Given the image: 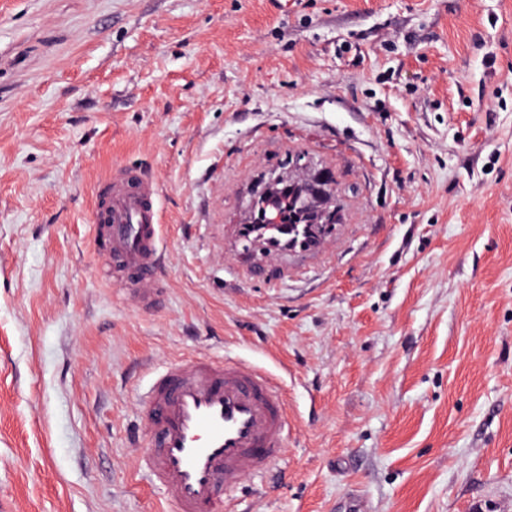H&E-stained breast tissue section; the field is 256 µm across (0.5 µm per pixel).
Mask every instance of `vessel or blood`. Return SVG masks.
<instances>
[{"instance_id":"b4317fda","label":"vessel or blood","mask_w":512,"mask_h":512,"mask_svg":"<svg viewBox=\"0 0 512 512\" xmlns=\"http://www.w3.org/2000/svg\"><path fill=\"white\" fill-rule=\"evenodd\" d=\"M95 240L132 304L155 308L163 249L156 185L127 171L96 192ZM142 463L169 491L174 512H225L229 493L286 452L284 393L269 373L240 361L182 358L143 398Z\"/></svg>"}]
</instances>
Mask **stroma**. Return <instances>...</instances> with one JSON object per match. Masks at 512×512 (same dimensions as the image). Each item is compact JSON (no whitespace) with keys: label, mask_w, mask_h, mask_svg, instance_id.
I'll return each instance as SVG.
<instances>
[{"label":"stroma","mask_w":512,"mask_h":512,"mask_svg":"<svg viewBox=\"0 0 512 512\" xmlns=\"http://www.w3.org/2000/svg\"><path fill=\"white\" fill-rule=\"evenodd\" d=\"M275 168L336 222L253 273ZM122 169L147 313L92 247ZM184 356L284 391L232 512H512V0H0V512H173L140 395ZM95 240L114 275L129 288L132 304L153 309L165 288L157 277L163 249L156 185L125 171L105 177L96 192Z\"/></svg>","instance_id":"obj_1"}]
</instances>
